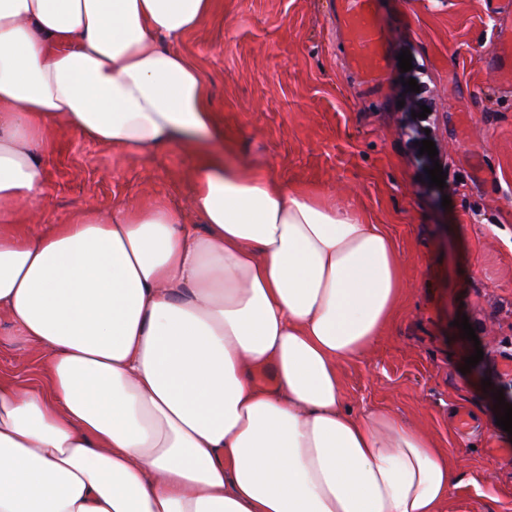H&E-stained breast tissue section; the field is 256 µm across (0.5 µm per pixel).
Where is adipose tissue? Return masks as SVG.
<instances>
[{"label": "adipose tissue", "mask_w": 512, "mask_h": 512, "mask_svg": "<svg viewBox=\"0 0 512 512\" xmlns=\"http://www.w3.org/2000/svg\"><path fill=\"white\" fill-rule=\"evenodd\" d=\"M213 0H0V323L42 358L0 379V512H442L457 469L339 364L391 322L378 225L203 157L163 203L35 232L54 128L138 155L214 126L180 44Z\"/></svg>", "instance_id": "ef3b65f1"}]
</instances>
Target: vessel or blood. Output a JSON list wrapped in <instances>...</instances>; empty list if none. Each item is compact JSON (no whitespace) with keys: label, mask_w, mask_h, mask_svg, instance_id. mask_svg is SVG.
I'll list each match as a JSON object with an SVG mask.
<instances>
[{"label":"vessel or blood","mask_w":512,"mask_h":512,"mask_svg":"<svg viewBox=\"0 0 512 512\" xmlns=\"http://www.w3.org/2000/svg\"><path fill=\"white\" fill-rule=\"evenodd\" d=\"M336 17L344 30V51L362 84H380L388 67L387 34L373 0H336Z\"/></svg>","instance_id":"obj_1"}]
</instances>
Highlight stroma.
Wrapping results in <instances>:
<instances>
[{"mask_svg":"<svg viewBox=\"0 0 512 512\" xmlns=\"http://www.w3.org/2000/svg\"><path fill=\"white\" fill-rule=\"evenodd\" d=\"M502 3L373 0L390 56L412 55L416 93L395 64L380 89L360 85L334 0H214L181 44L223 131L209 153L349 204L392 240L403 279L395 318L365 358L341 363L342 392L354 411L393 412L460 456L445 512H512V436L493 398L496 376L512 369V86L490 61L499 28L512 27ZM421 98L431 112L412 117ZM425 139L436 158L420 153ZM40 155L45 196L21 218L30 229L88 207L190 206L184 175L196 158L181 146L132 156L60 130ZM435 160L447 189L429 183ZM464 318L476 341L458 328ZM478 349L482 360L466 367Z\"/></svg>","mask_w":512,"mask_h":512,"instance_id":"35a3bbf8","label":"stroma"}]
</instances>
